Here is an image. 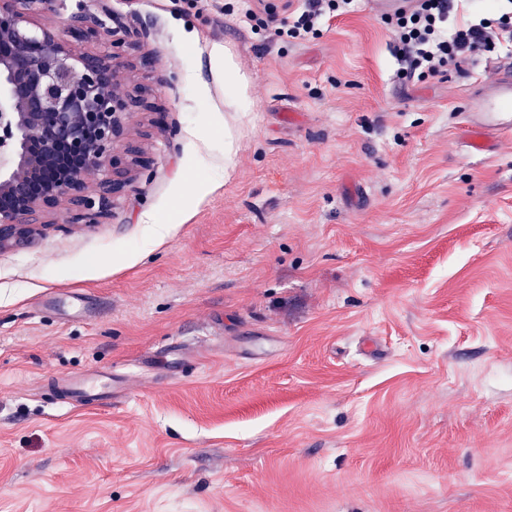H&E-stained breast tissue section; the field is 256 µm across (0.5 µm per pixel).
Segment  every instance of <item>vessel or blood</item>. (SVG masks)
<instances>
[{
  "instance_id": "obj_1",
  "label": "vessel or blood",
  "mask_w": 512,
  "mask_h": 512,
  "mask_svg": "<svg viewBox=\"0 0 512 512\" xmlns=\"http://www.w3.org/2000/svg\"><path fill=\"white\" fill-rule=\"evenodd\" d=\"M495 70L494 81L471 97L464 115V140L475 154L489 151L497 138L512 135V62L496 63ZM118 383L115 377L96 384L85 377L72 376L58 383L57 389L63 399L82 404L108 398Z\"/></svg>"
}]
</instances>
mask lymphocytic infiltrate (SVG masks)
Segmentation results:
<instances>
[{
    "mask_svg": "<svg viewBox=\"0 0 512 512\" xmlns=\"http://www.w3.org/2000/svg\"><path fill=\"white\" fill-rule=\"evenodd\" d=\"M353 0H304L280 20L277 35L304 39L324 19L347 13ZM395 37L397 76L410 81L447 74L469 58L490 55L512 44V14L476 22L457 18L456 0H402L384 14Z\"/></svg>",
    "mask_w": 512,
    "mask_h": 512,
    "instance_id": "lymphocytic-infiltrate-1",
    "label": "lymphocytic infiltrate"
}]
</instances>
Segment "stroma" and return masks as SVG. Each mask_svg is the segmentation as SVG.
Returning <instances> with one entry per match:
<instances>
[{"mask_svg": "<svg viewBox=\"0 0 512 512\" xmlns=\"http://www.w3.org/2000/svg\"><path fill=\"white\" fill-rule=\"evenodd\" d=\"M299 5L42 18L122 38L151 107L102 223L0 247V512H512V136L460 131L512 54L404 83L381 0L303 40L244 17ZM106 370L114 405L48 391Z\"/></svg>", "mask_w": 512, "mask_h": 512, "instance_id": "stroma-1", "label": "stroma"}]
</instances>
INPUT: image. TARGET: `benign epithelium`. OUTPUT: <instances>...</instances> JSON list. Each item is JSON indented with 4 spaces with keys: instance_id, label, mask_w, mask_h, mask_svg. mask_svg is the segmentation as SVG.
<instances>
[{
    "instance_id": "1",
    "label": "benign epithelium",
    "mask_w": 512,
    "mask_h": 512,
    "mask_svg": "<svg viewBox=\"0 0 512 512\" xmlns=\"http://www.w3.org/2000/svg\"><path fill=\"white\" fill-rule=\"evenodd\" d=\"M56 0H0V247L66 203L69 224H98L124 188L116 149L143 99L121 92L113 60L77 54L34 24ZM115 172L93 197L89 180Z\"/></svg>"
}]
</instances>
